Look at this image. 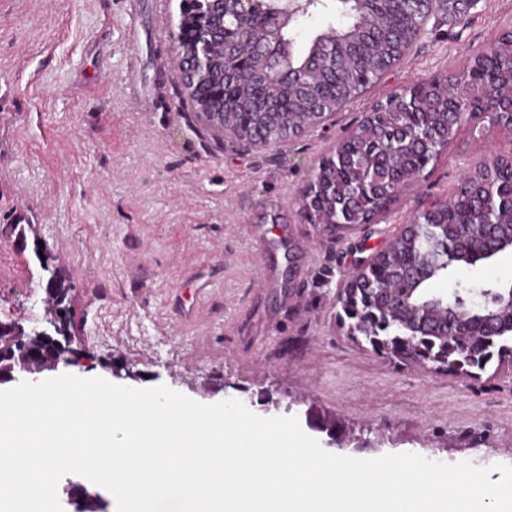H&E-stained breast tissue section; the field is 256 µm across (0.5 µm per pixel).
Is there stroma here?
<instances>
[{
	"mask_svg": "<svg viewBox=\"0 0 512 512\" xmlns=\"http://www.w3.org/2000/svg\"><path fill=\"white\" fill-rule=\"evenodd\" d=\"M0 0V321L38 322L46 278L8 231L16 209L71 285L73 375L165 385L201 404L313 409L355 438L346 454L414 453L512 465V364L478 377L374 353L346 335L336 289L399 220L455 193L464 166L512 150V134L462 127L390 222L310 224L302 193L366 107L437 74L512 25V0H478L435 23L350 108L285 144L245 149L198 117L173 73L180 0ZM512 286V253L431 280Z\"/></svg>",
	"mask_w": 512,
	"mask_h": 512,
	"instance_id": "35a3bbf8",
	"label": "stroma"
}]
</instances>
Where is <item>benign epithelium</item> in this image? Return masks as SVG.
Instances as JSON below:
<instances>
[{"mask_svg":"<svg viewBox=\"0 0 512 512\" xmlns=\"http://www.w3.org/2000/svg\"><path fill=\"white\" fill-rule=\"evenodd\" d=\"M423 2L429 10L423 22L415 20L411 25V48L428 33L431 20L447 14L450 9L464 14L478 0ZM260 3L261 0H180L181 15L193 22L195 30L191 54L185 47L188 27L180 25V31L173 35L179 58L176 76L182 84L193 82L196 71L205 65L210 44L220 41L224 44L228 76L240 80L255 76L257 84L266 90L283 82L304 86L310 76L321 73L328 66H336L337 54L349 52L351 46L366 34L365 21L373 14L376 0H281V6L268 10ZM318 8H330L338 18L350 16L354 22L349 28L341 23L329 27L316 36L307 54L299 57L287 33L299 19L311 16ZM480 63L481 52L477 51L469 56L463 72L439 85L436 108L445 113L464 108L468 111L469 123L486 122L493 130L506 128L511 132L512 91L503 92L499 80H489L481 75ZM200 116L215 121L213 127L223 131L224 137L233 143L246 148L270 146L268 138L244 119L229 122L222 112H202ZM326 119L324 113L311 110L307 117L301 119L289 112L282 123L290 128L294 137L323 124ZM494 160L501 179L512 186V152H500L494 155ZM387 172L396 197L419 179V172L401 153L389 154ZM312 194L324 201L335 195V189L318 181L312 183L303 193L301 207L308 223L331 226L333 221L326 217L323 209L317 210L309 202ZM381 258L380 251L370 255L356 265L351 279L339 285L336 303L340 307H346L352 279ZM446 270V262L421 260L413 265L405 287L393 288L382 295L378 304L382 313L404 312L417 323V327L412 333L400 337V348L404 353L391 352L388 341L376 336L368 341L374 351L417 360L418 333L422 331L438 335L441 328L451 323L455 327L454 339L464 344L476 335L478 327L494 333L512 323V287L500 289L492 304L488 301V290L479 286L458 282L449 293H438L425 287L429 280ZM42 305V327L30 325L22 317L9 322L0 321V385L16 381L24 374L53 372L81 363L80 350L72 347L76 337L62 333L61 315L56 310L54 295L46 293ZM35 338L49 342V349L40 351L29 346V340Z\"/></svg>","mask_w":512,"mask_h":512,"instance_id":"obj_1","label":"benign epithelium"}]
</instances>
